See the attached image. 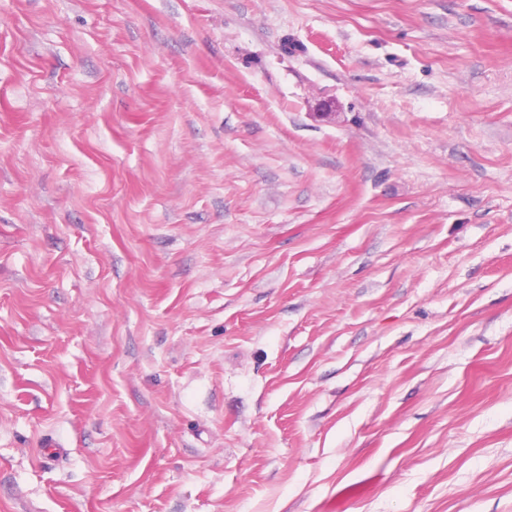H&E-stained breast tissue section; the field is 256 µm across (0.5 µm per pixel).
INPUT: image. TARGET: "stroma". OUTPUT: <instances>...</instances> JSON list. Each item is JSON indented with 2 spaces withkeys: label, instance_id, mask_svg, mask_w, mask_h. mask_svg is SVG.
I'll use <instances>...</instances> for the list:
<instances>
[{
  "label": "stroma",
  "instance_id": "stroma-1",
  "mask_svg": "<svg viewBox=\"0 0 512 512\" xmlns=\"http://www.w3.org/2000/svg\"><path fill=\"white\" fill-rule=\"evenodd\" d=\"M0 512H512V0H0Z\"/></svg>",
  "mask_w": 512,
  "mask_h": 512
}]
</instances>
